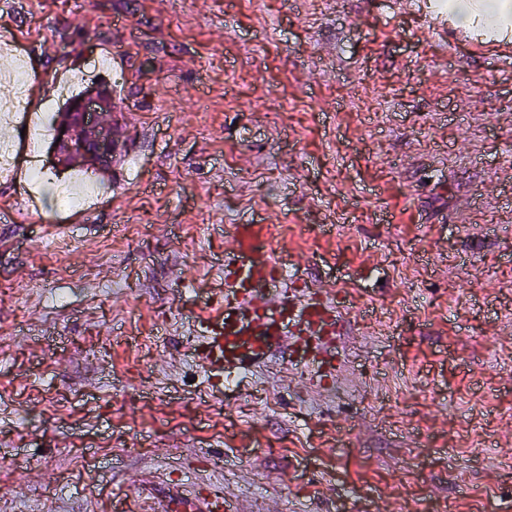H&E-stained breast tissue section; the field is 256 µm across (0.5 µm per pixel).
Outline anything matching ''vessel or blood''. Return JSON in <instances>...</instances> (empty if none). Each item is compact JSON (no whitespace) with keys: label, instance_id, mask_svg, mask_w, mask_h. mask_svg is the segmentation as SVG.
I'll list each match as a JSON object with an SVG mask.
<instances>
[{"label":"vessel or blood","instance_id":"vessel-or-blood-1","mask_svg":"<svg viewBox=\"0 0 512 512\" xmlns=\"http://www.w3.org/2000/svg\"><path fill=\"white\" fill-rule=\"evenodd\" d=\"M224 251L222 286L198 324L194 355L212 383L244 377L286 360L301 367L309 385L331 386L341 368L336 344L345 334L344 312L330 290L287 276L264 224H234ZM221 493L192 497L188 512H224Z\"/></svg>","mask_w":512,"mask_h":512}]
</instances>
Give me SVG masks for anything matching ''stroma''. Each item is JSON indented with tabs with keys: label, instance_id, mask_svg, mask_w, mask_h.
Segmentation results:
<instances>
[{
	"label": "stroma",
	"instance_id": "obj_1",
	"mask_svg": "<svg viewBox=\"0 0 512 512\" xmlns=\"http://www.w3.org/2000/svg\"><path fill=\"white\" fill-rule=\"evenodd\" d=\"M427 32L416 0H0L9 67L57 120L96 77L124 138L0 177V512H501L512 502V71ZM340 294L334 387L285 362L208 387L195 322L224 227ZM229 501L224 493L201 494V496L192 497L189 502L183 504V507L196 512H223L224 505Z\"/></svg>",
	"mask_w": 512,
	"mask_h": 512
}]
</instances>
